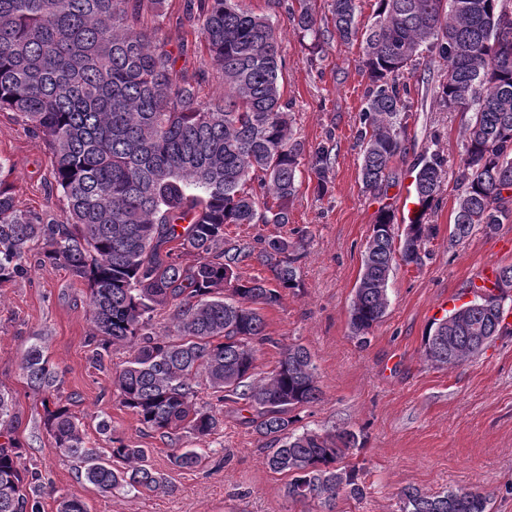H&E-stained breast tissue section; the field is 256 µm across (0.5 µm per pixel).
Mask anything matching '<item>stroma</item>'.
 Here are the masks:
<instances>
[{"mask_svg": "<svg viewBox=\"0 0 512 512\" xmlns=\"http://www.w3.org/2000/svg\"><path fill=\"white\" fill-rule=\"evenodd\" d=\"M295 0H246L258 15L282 30L283 101L293 130L306 146L326 144L335 159L326 188H318L309 163L299 167V190L285 225L241 224L227 227L233 242L254 247L259 238L296 241L308 232L298 262V285L282 291L278 305L264 309L269 336L299 343L311 352L321 395L300 414V427L346 428L360 434L358 462L364 468L363 499L339 498L336 512H398L399 493L416 487L434 494L477 489L488 496L491 512H512V335L497 337L477 357L452 368L427 362L423 337L443 307L469 282L479 280L485 264L512 265V221L496 232H474L451 243L458 196V167L467 112L437 105L434 92L441 65L423 54L416 69L405 71L411 90L406 114L405 154L393 167L397 184L388 191L397 216L407 214L413 181L425 149L445 161L441 201L428 216L437 229L422 266H396L389 282L385 317L359 345L350 329V307L362 269L366 242L382 202L363 188L358 114L371 85L358 45L330 40L320 53L295 31L287 7ZM187 0H167L163 32L176 68L188 79L207 72L200 97L224 93L195 27L184 19ZM0 179L11 185L20 205L61 215L64 201L51 189V160L43 141L0 112ZM23 277L0 288V389L14 399L12 435L21 444V468L37 473L54 488L40 499L41 512H56L55 494L75 496L90 512H308L288 499L286 477L265 463V439L241 422L240 405L225 404L224 423L203 441L202 467L180 469L169 460L170 444L141 429L136 418L115 402L112 368L125 361L128 346L109 349L111 365L92 362V325L83 284L63 268L39 266L29 259ZM40 344L62 373L61 390L83 422L93 446L106 447L96 430L107 412L115 430L133 446L147 449L152 466L169 491L150 494L116 491L104 496L50 450L42 428L40 398L27 385L18 360Z\"/></svg>", "mask_w": 512, "mask_h": 512, "instance_id": "1", "label": "stroma"}]
</instances>
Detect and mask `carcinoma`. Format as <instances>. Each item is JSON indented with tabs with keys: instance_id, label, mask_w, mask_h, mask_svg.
Listing matches in <instances>:
<instances>
[{
	"instance_id": "1",
	"label": "carcinoma",
	"mask_w": 512,
	"mask_h": 512,
	"mask_svg": "<svg viewBox=\"0 0 512 512\" xmlns=\"http://www.w3.org/2000/svg\"><path fill=\"white\" fill-rule=\"evenodd\" d=\"M356 0H331V27H321L310 0H298L289 20L319 49L333 37L359 43L372 87L359 117L360 177L382 198L393 185L392 165L405 151L402 124L409 108L404 73L426 50L443 62L437 104L470 112L459 164L450 238L474 229L490 233L512 219V12L500 0H377L374 21L359 31ZM165 0H0V112H11L45 142L51 186L66 199L58 219L22 208L0 180V287L27 273L28 254L63 267L88 291L89 320L99 347L93 363L105 367L108 344L131 353L113 374V396L143 429L171 442V463L195 468L204 457L182 446L220 425L216 405L243 403L244 417L270 440L266 465L288 477L294 502L333 512L341 496L365 494L363 468L351 462L362 445L347 429L297 432L299 411L319 399L316 366L299 343L281 345L275 367L257 372V353L278 341L265 332L262 313L279 303L280 290L297 286L303 244L262 240L258 253L226 238L236 224H287L297 193L296 175L310 158L318 186L333 168L331 150L308 151L294 133L282 102L281 34L244 0H188L184 18L199 24L224 96L204 103L200 73L189 81L176 70L160 18ZM416 174L419 209L403 237L395 211L379 208L367 241L350 311L361 343L385 315L394 265H420L439 206L444 159L425 150ZM260 179L262 195L246 190ZM273 198L275 205L260 201ZM256 258L272 281L240 280L238 264ZM491 286L471 282L487 303H464L432 322L424 340L428 360L441 355L458 366L475 356V336L512 334L495 291L512 265L493 270ZM170 310V326L153 327ZM19 370L41 396L43 426L61 461L103 495L165 487L148 449L133 447L101 413L109 447L87 446L82 422L61 392L58 368L37 344ZM212 389L216 404H199L197 386ZM13 399L0 391V436L11 431ZM21 445L0 444V512H41L43 486L20 470ZM57 512H88L59 495ZM400 512H491L479 490L429 495L402 490Z\"/></svg>"
}]
</instances>
